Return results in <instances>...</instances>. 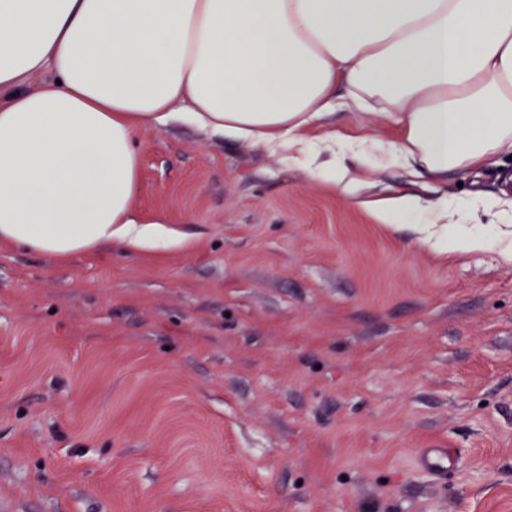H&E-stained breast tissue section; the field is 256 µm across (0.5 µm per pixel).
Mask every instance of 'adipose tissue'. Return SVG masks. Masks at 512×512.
Listing matches in <instances>:
<instances>
[{"label": "adipose tissue", "instance_id": "ef3b65f1", "mask_svg": "<svg viewBox=\"0 0 512 512\" xmlns=\"http://www.w3.org/2000/svg\"><path fill=\"white\" fill-rule=\"evenodd\" d=\"M33 90L19 92L30 77ZM401 129L382 155L413 175L512 156V0H0V242L55 261L164 236L133 214L137 132L178 114L305 152L338 98ZM494 196L371 201L428 215L431 247L484 249Z\"/></svg>", "mask_w": 512, "mask_h": 512}]
</instances>
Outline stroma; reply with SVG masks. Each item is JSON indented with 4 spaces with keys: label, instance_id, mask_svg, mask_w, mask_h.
<instances>
[{
    "label": "stroma",
    "instance_id": "obj_1",
    "mask_svg": "<svg viewBox=\"0 0 512 512\" xmlns=\"http://www.w3.org/2000/svg\"><path fill=\"white\" fill-rule=\"evenodd\" d=\"M339 108L284 147L174 120L132 199L181 243L55 262L0 244V500L13 512H512V262L430 247L327 182ZM363 194L443 193L345 156ZM423 448H452L443 480Z\"/></svg>",
    "mask_w": 512,
    "mask_h": 512
}]
</instances>
